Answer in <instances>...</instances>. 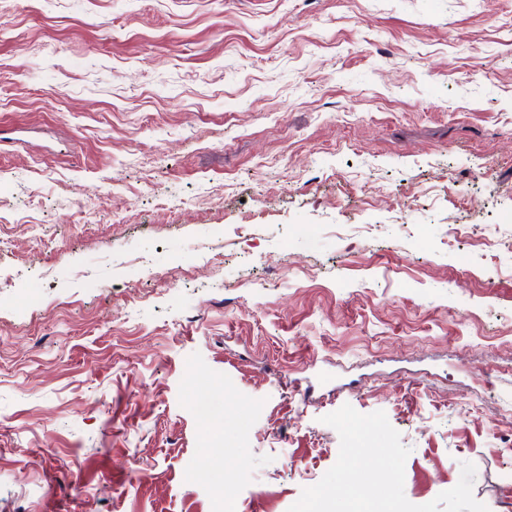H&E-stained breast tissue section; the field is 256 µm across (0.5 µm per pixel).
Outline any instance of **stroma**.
Masks as SVG:
<instances>
[{"label":"stroma","instance_id":"1","mask_svg":"<svg viewBox=\"0 0 512 512\" xmlns=\"http://www.w3.org/2000/svg\"><path fill=\"white\" fill-rule=\"evenodd\" d=\"M313 484L512 512V0H0V512Z\"/></svg>","mask_w":512,"mask_h":512}]
</instances>
